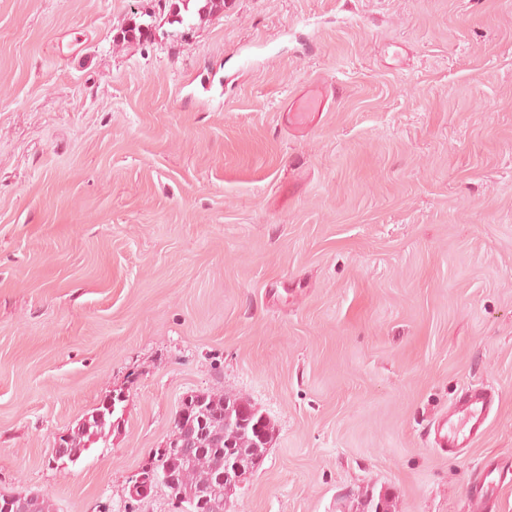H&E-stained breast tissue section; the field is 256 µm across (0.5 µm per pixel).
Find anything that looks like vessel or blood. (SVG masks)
<instances>
[{
  "instance_id": "1",
  "label": "vessel or blood",
  "mask_w": 512,
  "mask_h": 512,
  "mask_svg": "<svg viewBox=\"0 0 512 512\" xmlns=\"http://www.w3.org/2000/svg\"><path fill=\"white\" fill-rule=\"evenodd\" d=\"M332 94L323 84L312 85L294 99L287 108L288 127L296 134L305 133L317 112L323 111ZM495 393L486 387H470L463 391L448 410L446 418L435 426L434 442L442 452L470 446L484 431Z\"/></svg>"
}]
</instances>
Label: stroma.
Wrapping results in <instances>:
<instances>
[{
	"label": "stroma",
	"instance_id": "1",
	"mask_svg": "<svg viewBox=\"0 0 512 512\" xmlns=\"http://www.w3.org/2000/svg\"><path fill=\"white\" fill-rule=\"evenodd\" d=\"M172 12L0 0V495L177 512L132 480L213 391L274 428L227 512H483L490 461L512 512V0H224L182 38ZM470 386L498 397L451 457ZM334 93L326 85L314 84L294 99L287 108L288 128L294 134H303L310 127L316 112H323ZM495 391L468 387L448 408V416L435 425L434 442L444 453L470 446L484 431ZM113 401V397L111 396L109 399L104 400L100 407H98L95 412L91 415V419H88L86 423H84L81 427L77 429V431H73L70 433L71 443L70 448L75 453L78 454L79 458L82 453L87 450L86 443L95 438H103L105 436V428L107 425L112 427V418L116 411V402L117 397H114V410L113 403L108 404L109 401ZM86 438V440H85Z\"/></svg>",
	"mask_w": 512,
	"mask_h": 512
}]
</instances>
